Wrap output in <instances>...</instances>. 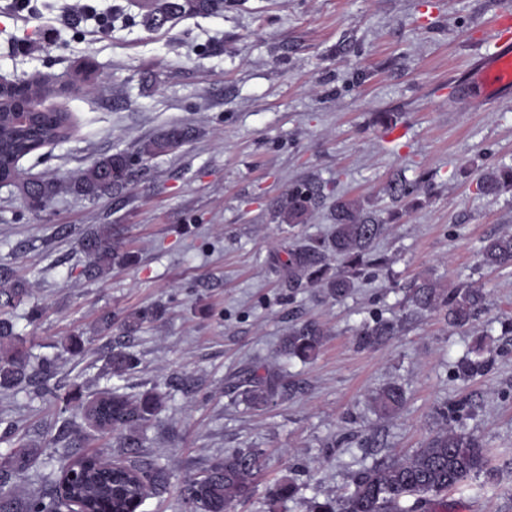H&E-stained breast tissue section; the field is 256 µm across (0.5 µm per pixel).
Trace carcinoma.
<instances>
[{
  "label": "carcinoma",
  "mask_w": 512,
  "mask_h": 512,
  "mask_svg": "<svg viewBox=\"0 0 512 512\" xmlns=\"http://www.w3.org/2000/svg\"><path fill=\"white\" fill-rule=\"evenodd\" d=\"M223 0H145L142 23L159 29L187 13H208ZM42 94L40 80L33 79L7 100L0 103V181L16 179L18 163L40 146L64 141L71 136V115L67 112L30 109V102ZM194 130L175 125L143 141L136 154L125 152L103 154L91 165L63 178L25 179L18 188L28 207L37 210L49 205L62 191L97 199L125 187L131 167L144 159L171 154L192 139ZM512 188V166L486 171L476 182L483 195H495ZM395 199L407 198L417 191L402 176L392 179L387 187ZM323 198V189L314 183L289 188L273 205L272 220L278 224H302L313 207ZM334 231L326 239L306 243L292 242L284 248L286 258H277L288 283L306 282L323 288L338 298L355 287L361 271L372 262L374 246L387 231V225L361 200L340 196L333 212ZM87 258L84 273L99 277L114 265L135 261L132 251L112 239V225L95 224L80 240ZM336 259L331 267L327 257ZM481 262L489 267L512 265V235L504 234L486 240L480 252ZM408 302L414 312H439L448 324L464 328L472 324L486 302L481 288L459 284L443 287L429 275L420 277L409 289ZM28 305L27 319L39 320L41 306L32 301L29 284L8 267L0 266V389L12 391L20 385L33 384L41 395H55L47 385L56 361L42 359L33 365L25 338L16 330L10 311ZM153 309L129 313L124 326L136 332L145 322L156 320ZM400 321L377 319L364 324L357 332L358 343L373 347L396 334ZM325 332L314 322H303L288 330L281 351L290 358L315 359L323 345ZM460 371L475 377L485 370L481 360L483 349L472 350ZM112 374L123 376L133 370L136 359L122 350L109 356ZM283 377L257 371L241 383V395L248 407L266 408L285 395ZM167 394L157 388L135 397L100 390L91 395L75 388L62 400L76 408L87 427L110 434L123 460L85 454L68 463L58 475L37 479L38 487L29 489L16 484V478L28 472L42 455L38 441L18 439L13 449L0 454V512H68L77 507L82 512H131L151 495L167 491L168 468L141 454L145 432L161 411ZM375 411L382 417L396 415L403 406L404 392L391 383L372 399ZM263 453L258 449L237 450L215 459L208 468L190 480L182 498L183 505L194 512H235L236 506L254 493L263 473ZM486 465L485 449L474 435L445 429L436 433L426 445L401 460L382 462L359 473L353 489L336 499L305 500V512H430L433 505L447 506L440 495L454 490ZM299 487L288 478L275 484L267 499L268 512H277L278 504L295 498ZM415 497L412 506L402 505L404 498Z\"/></svg>",
  "instance_id": "carcinoma-1"
}]
</instances>
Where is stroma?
<instances>
[{"label": "stroma", "instance_id": "35a3bbf8", "mask_svg": "<svg viewBox=\"0 0 512 512\" xmlns=\"http://www.w3.org/2000/svg\"><path fill=\"white\" fill-rule=\"evenodd\" d=\"M34 2L27 21L0 9V74L65 84L44 106L70 113L73 130L20 160L24 176H68L173 125L197 131L178 152L134 165L121 192L98 200L63 194L33 212L0 187V265L14 268L42 307L38 322L21 308L14 321L32 356L55 359L50 386L167 395L143 453L171 469V486L143 512H183L184 482L247 448L262 451L265 475L237 512H267L268 492L285 476L300 498L279 512H304L301 499L339 497L360 471L446 427L478 437L492 458L488 473L448 493V512H512V266L486 267L479 256L486 239L512 233V191L476 190L486 170L512 165V89L481 108L461 98L494 53L489 34L512 0H225L155 30L135 20L127 0H93L112 19L105 30L92 20L72 27L73 0ZM87 59L95 80L74 82ZM384 113L392 125L377 124ZM399 174L425 185L392 199L386 187ZM308 180L324 185L321 205L306 223L274 222L273 201ZM340 195L387 222L375 247L387 263L334 299L289 284L272 256L324 236ZM93 224L111 225L136 262L85 277L78 240ZM425 274L484 289L471 326L411 311L407 291ZM144 307L160 318L126 334L124 317ZM106 312L112 327L102 332ZM381 317L401 320L400 333L358 347L357 329ZM304 321L325 332L317 358L280 355L283 334ZM71 335L83 337V355L63 352L60 340ZM479 339L488 366L460 377ZM113 348L136 358L129 374L113 376ZM263 368L292 392L252 411L235 385ZM390 382L406 402L383 418L371 397ZM14 423L45 443L38 467L46 472L60 465L64 428L86 451H113L111 438L32 386L0 392V453L12 446Z\"/></svg>", "mask_w": 512, "mask_h": 512}]
</instances>
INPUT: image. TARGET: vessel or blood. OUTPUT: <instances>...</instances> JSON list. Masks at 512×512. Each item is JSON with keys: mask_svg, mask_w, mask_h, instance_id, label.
Instances as JSON below:
<instances>
[{"mask_svg": "<svg viewBox=\"0 0 512 512\" xmlns=\"http://www.w3.org/2000/svg\"><path fill=\"white\" fill-rule=\"evenodd\" d=\"M494 33L497 51L482 65L467 90L474 104H487L491 93L512 88V16L502 15Z\"/></svg>", "mask_w": 512, "mask_h": 512, "instance_id": "b4317fda", "label": "vessel or blood"}]
</instances>
